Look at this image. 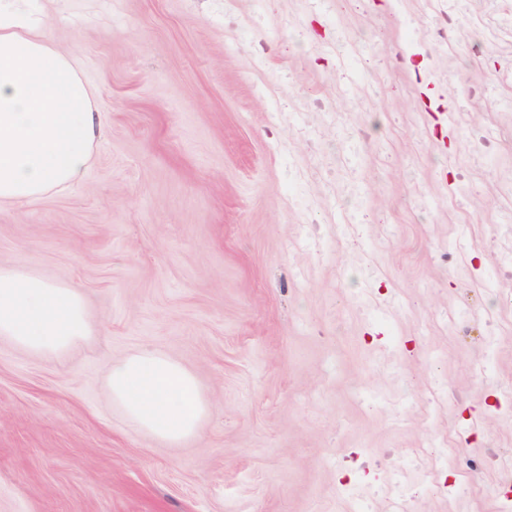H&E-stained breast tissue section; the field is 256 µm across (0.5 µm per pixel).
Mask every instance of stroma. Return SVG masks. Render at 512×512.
Listing matches in <instances>:
<instances>
[{
	"label": "stroma",
	"instance_id": "obj_1",
	"mask_svg": "<svg viewBox=\"0 0 512 512\" xmlns=\"http://www.w3.org/2000/svg\"><path fill=\"white\" fill-rule=\"evenodd\" d=\"M47 10L105 134L0 209V264L79 288L92 334L0 340V512H349L398 467L414 512H512V0ZM141 348L193 372L201 437L112 405Z\"/></svg>",
	"mask_w": 512,
	"mask_h": 512
}]
</instances>
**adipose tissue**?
<instances>
[{
	"label": "adipose tissue",
	"mask_w": 512,
	"mask_h": 512,
	"mask_svg": "<svg viewBox=\"0 0 512 512\" xmlns=\"http://www.w3.org/2000/svg\"><path fill=\"white\" fill-rule=\"evenodd\" d=\"M104 125L79 60L51 43L42 0H0V207L81 182ZM78 288L33 270L0 266V339L52 358L89 336ZM113 404L151 436H200L210 413L194 374L157 349L113 364Z\"/></svg>",
	"instance_id": "adipose-tissue-1"
}]
</instances>
